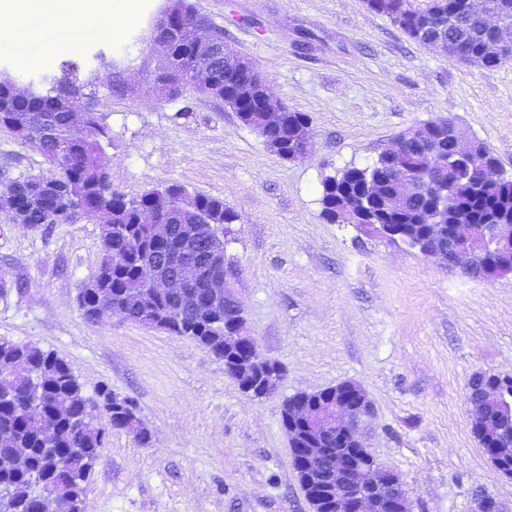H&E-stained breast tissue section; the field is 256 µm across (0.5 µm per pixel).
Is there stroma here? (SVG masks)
<instances>
[{
	"label": "stroma",
	"instance_id": "obj_1",
	"mask_svg": "<svg viewBox=\"0 0 512 512\" xmlns=\"http://www.w3.org/2000/svg\"><path fill=\"white\" fill-rule=\"evenodd\" d=\"M228 50L267 77L274 100L306 113L314 146L285 160L223 102L154 89L155 22L169 0H142L123 45L112 0L90 11L56 0L0 74L42 81L76 60L109 134L104 156L130 196L171 183L222 198L239 215L224 274L261 354L283 368L253 398L224 362L186 338L115 314L88 322L77 296L98 271L101 226L14 223L0 210V339L55 353L87 396L135 403L148 444L115 431L86 487V512H311L281 421L283 402L344 382L374 413L363 435L397 473L413 512H471L483 491L512 512V478L471 431L478 372L512 376V274L448 271L414 250L324 219L320 183L370 165L410 128L453 118L512 173V60L459 63L408 38L364 0H191ZM43 157L0 129V195L49 175Z\"/></svg>",
	"mask_w": 512,
	"mask_h": 512
}]
</instances>
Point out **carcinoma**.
I'll list each match as a JSON object with an SVG mask.
<instances>
[{"instance_id": "carcinoma-1", "label": "carcinoma", "mask_w": 512, "mask_h": 512, "mask_svg": "<svg viewBox=\"0 0 512 512\" xmlns=\"http://www.w3.org/2000/svg\"><path fill=\"white\" fill-rule=\"evenodd\" d=\"M395 0H365L367 8L388 17L412 40L430 45L436 40L461 44L464 55L448 53L459 62L492 69L502 58L487 51L488 39L500 21L512 16V0H490L489 9L468 18V0H420V7L405 19H396ZM184 30L166 35L172 56L181 64L198 63L202 54L193 39L199 15L188 0L177 3ZM79 65L72 59L60 64L61 76L50 87L35 94L17 91L9 76L0 79V128L6 130L18 120L28 122L32 137L40 140L47 124L56 128L57 136L49 140L43 152L55 157L49 164L51 175L46 182L53 188L20 195L21 206L28 213V223L36 226L47 214L59 216V223L74 209H82L102 220L101 258L95 284L80 292L79 307L89 322L104 319L95 305L103 292L114 306L134 323L144 322V311L155 306L165 314L163 330L190 338L218 357H224V310L206 313L199 318L179 315L177 306L182 288H172L155 295L146 288L147 260L162 274L170 273L162 255L181 242L180 232L167 245L158 246L148 239L141 223L149 213L159 222L195 224L205 216L222 225L228 235L238 214L218 197L190 192L177 183L154 188L130 197L112 185V175L103 160L102 140L107 130L96 125L91 140L73 139L63 130L73 98L83 96L84 84L77 80ZM195 91L210 98H224V105L243 112L248 127H262L260 117L266 107L261 87L247 78L224 73L216 68L215 83L197 85ZM284 115L283 127L267 131V148L278 154L277 142L285 141L292 131L311 130L309 117L287 106L273 103ZM447 118H439L410 129L401 136L398 146L413 156L411 178L422 183V191L403 189V175L380 155L369 166H348L321 181L322 213L331 222H342L338 212L354 205L366 194L367 179L374 177L381 185L378 196L368 200L362 224H392L404 233L416 236L423 232L422 216L426 207L448 194V207L440 213V223L512 224V181L489 175L480 184L464 179L465 171L455 164L443 165L439 156L448 154ZM183 199L184 207L167 206ZM112 390L104 386L91 399L68 364L50 351L28 344L0 339V500L4 512H83L86 485L92 466L103 447L108 432L126 431L142 444L150 434L140 428L137 418L128 417L125 409L110 403ZM512 438V424L503 422L484 445L498 448ZM56 449L53 456L42 452L46 445Z\"/></svg>"}]
</instances>
